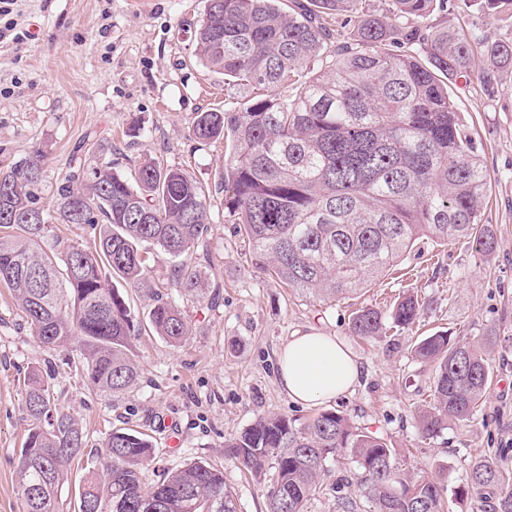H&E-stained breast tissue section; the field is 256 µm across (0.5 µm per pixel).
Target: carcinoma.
<instances>
[{
  "label": "carcinoma",
  "mask_w": 512,
  "mask_h": 512,
  "mask_svg": "<svg viewBox=\"0 0 512 512\" xmlns=\"http://www.w3.org/2000/svg\"><path fill=\"white\" fill-rule=\"evenodd\" d=\"M288 11L283 0H207V21L196 53L209 68L261 90L243 112L207 110L191 126L201 143L223 140L224 203L252 248L255 268L314 301L355 294L427 239L469 238L485 256L496 248L483 223L488 174L448 78L471 74L472 43L448 26H425L435 0H392V16L363 11L362 0H310ZM467 8L512 17V0H462ZM353 24L350 35L342 34ZM406 44L411 51L388 45ZM486 88L512 69V39L483 42ZM324 60L325 69L300 84L292 99L270 92ZM44 154L36 150L0 171V286L39 344L65 349L79 337V356H65L23 378V405L33 425L20 453L43 449L28 476L32 496L22 512H55L59 486L83 459L87 435L57 404L64 369L110 400L135 385L140 368L132 342L140 322L119 289L118 277L147 286L149 257L177 260L173 285L203 296L207 285L192 262L209 232L206 195L180 169L147 159L133 180L101 157L81 163L56 187L45 208L40 189ZM58 224H86L93 243L76 245L54 233ZM423 303L407 293L390 314L359 310L355 335L378 339L412 325ZM148 319L171 341L190 335L173 298L153 294ZM416 358L436 365L433 403L419 410L425 436L448 420L463 421L479 406L489 383L482 352L446 332L423 338ZM104 480L85 482L86 498L112 512H236L224 470L194 462L165 473L151 487L142 468L151 443L131 429L105 439ZM229 456L260 480L274 472L267 512H306L330 460L359 470L369 512H443L439 486L395 467V449L336 410L302 421L285 414L258 417L224 442ZM336 481L340 512L363 504ZM468 487L493 494L492 512H512V489L502 471L483 458L467 475Z\"/></svg>",
  "instance_id": "obj_1"
}]
</instances>
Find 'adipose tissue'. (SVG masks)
Listing matches in <instances>:
<instances>
[{
	"mask_svg": "<svg viewBox=\"0 0 512 512\" xmlns=\"http://www.w3.org/2000/svg\"><path fill=\"white\" fill-rule=\"evenodd\" d=\"M278 375L279 385L289 398L310 406L349 392L360 370L341 340L311 329L291 336L282 347Z\"/></svg>",
	"mask_w": 512,
	"mask_h": 512,
	"instance_id": "obj_1",
	"label": "adipose tissue"
}]
</instances>
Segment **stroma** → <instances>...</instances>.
<instances>
[{
    "label": "stroma",
    "instance_id": "obj_1",
    "mask_svg": "<svg viewBox=\"0 0 512 512\" xmlns=\"http://www.w3.org/2000/svg\"><path fill=\"white\" fill-rule=\"evenodd\" d=\"M430 21L479 28L486 39H511L512 21L448 0ZM206 0H14L0 15V169L32 151L47 155L42 198L53 207L55 187L98 143L117 171L130 175L148 158L200 181L210 230L199 269L218 300L171 284L166 256L151 257L147 278L180 306L191 325L174 344L150 326L133 341L138 384L104 400L72 375H62L59 407L87 434L84 463L58 492L59 512H78V488L88 472L103 474V442L118 428L151 441L142 470L145 486L161 473L203 461L223 469L237 512H266L269 481L245 476L224 456V442L270 413L306 418L319 406L294 403L278 383V354L289 336L310 328L340 338L359 362L357 384L328 402L357 426L396 450L399 469L428 476L444 490L447 512H489L484 495L464 491L470 465L486 457L512 482V72L493 92L452 79L448 91L489 175L483 220L497 237L492 255L468 239L440 245L420 241L398 270L360 293L335 301L301 298L258 271L245 239L224 206V144L194 139L191 124L206 110L245 111L250 93L196 57V32ZM417 292L424 308L415 323L365 341L351 332L353 312L382 309ZM437 331L478 345L489 387L470 420L449 422L422 436L416 413L432 400L435 367L412 346ZM50 352L25 326L7 289L0 288V512H20V448L30 427L21 386L28 368Z\"/></svg>",
    "mask_w": 512,
    "mask_h": 512
}]
</instances>
